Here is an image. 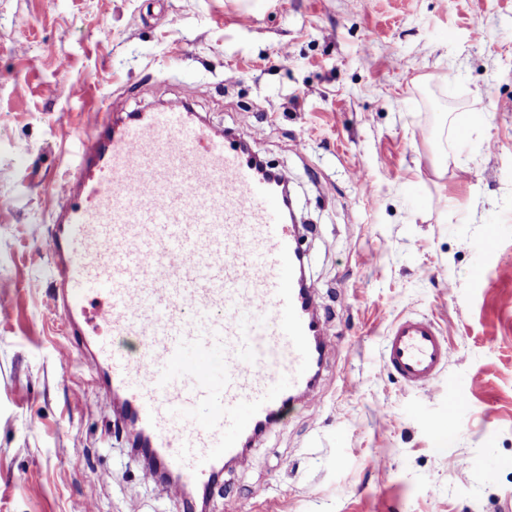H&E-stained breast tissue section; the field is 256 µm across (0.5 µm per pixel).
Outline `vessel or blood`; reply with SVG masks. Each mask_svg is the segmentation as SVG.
I'll return each instance as SVG.
<instances>
[{"instance_id":"b4317fda","label":"vessel or blood","mask_w":512,"mask_h":512,"mask_svg":"<svg viewBox=\"0 0 512 512\" xmlns=\"http://www.w3.org/2000/svg\"><path fill=\"white\" fill-rule=\"evenodd\" d=\"M242 139L182 105L132 113L80 139L76 172L45 204L54 299L97 399L166 490L209 487L312 395L332 342L297 284L299 237ZM138 336L144 355L115 346ZM387 367L431 384L450 346L427 318L388 332Z\"/></svg>"}]
</instances>
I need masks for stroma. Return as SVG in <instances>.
Returning <instances> with one entry per match:
<instances>
[{"label": "stroma", "mask_w": 512, "mask_h": 512, "mask_svg": "<svg viewBox=\"0 0 512 512\" xmlns=\"http://www.w3.org/2000/svg\"><path fill=\"white\" fill-rule=\"evenodd\" d=\"M171 103L288 181L334 344L211 512H512V0H0V512L181 510L63 359L41 246L78 138ZM407 316L450 342L428 386L383 362Z\"/></svg>", "instance_id": "1"}]
</instances>
